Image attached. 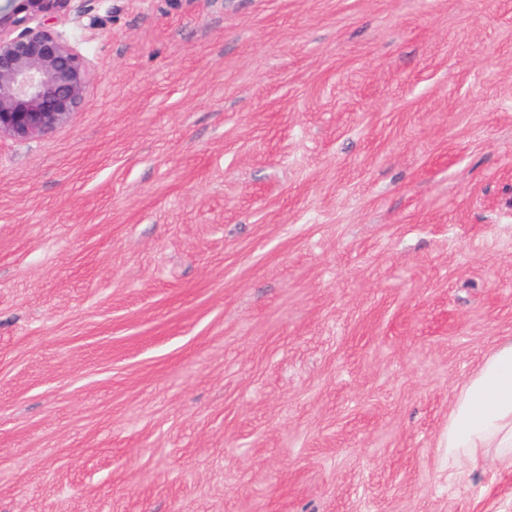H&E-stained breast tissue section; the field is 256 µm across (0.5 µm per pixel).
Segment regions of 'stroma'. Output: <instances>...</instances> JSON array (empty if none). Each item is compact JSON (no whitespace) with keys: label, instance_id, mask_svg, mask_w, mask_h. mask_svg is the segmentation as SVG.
Instances as JSON below:
<instances>
[{"label":"stroma","instance_id":"obj_1","mask_svg":"<svg viewBox=\"0 0 512 512\" xmlns=\"http://www.w3.org/2000/svg\"><path fill=\"white\" fill-rule=\"evenodd\" d=\"M0 140V512H512L439 441L512 339V0H72ZM2 2L0 139L29 140L82 110L90 72L84 56L56 29L72 0Z\"/></svg>","mask_w":512,"mask_h":512}]
</instances>
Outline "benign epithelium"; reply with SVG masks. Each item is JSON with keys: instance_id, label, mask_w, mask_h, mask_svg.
Returning a JSON list of instances; mask_svg holds the SVG:
<instances>
[{"instance_id": "7a95c632", "label": "benign epithelium", "mask_w": 512, "mask_h": 512, "mask_svg": "<svg viewBox=\"0 0 512 512\" xmlns=\"http://www.w3.org/2000/svg\"><path fill=\"white\" fill-rule=\"evenodd\" d=\"M71 2L0 4V137L29 140L67 124L82 110L88 64L56 29Z\"/></svg>"}]
</instances>
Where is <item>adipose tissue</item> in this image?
Here are the masks:
<instances>
[{"mask_svg":"<svg viewBox=\"0 0 512 512\" xmlns=\"http://www.w3.org/2000/svg\"><path fill=\"white\" fill-rule=\"evenodd\" d=\"M448 468L464 475L486 458L512 469V340L501 344L459 390L441 441Z\"/></svg>","mask_w":512,"mask_h":512,"instance_id":"1","label":"adipose tissue"}]
</instances>
